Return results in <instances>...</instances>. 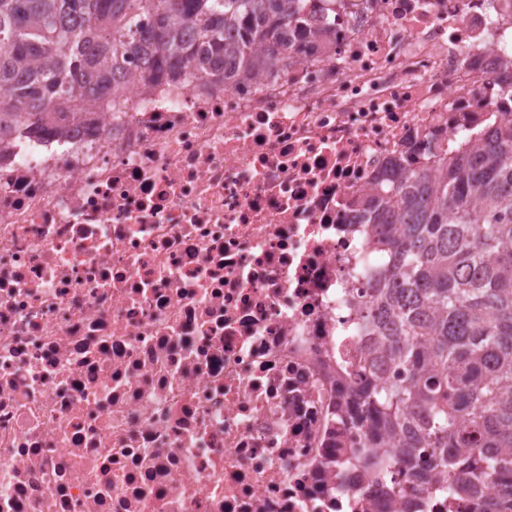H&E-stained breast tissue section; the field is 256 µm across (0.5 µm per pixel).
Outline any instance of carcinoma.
<instances>
[{
  "label": "carcinoma",
  "mask_w": 512,
  "mask_h": 512,
  "mask_svg": "<svg viewBox=\"0 0 512 512\" xmlns=\"http://www.w3.org/2000/svg\"><path fill=\"white\" fill-rule=\"evenodd\" d=\"M314 0H0V135L122 95V61L172 76L178 58L213 84L272 75L288 60V30ZM376 247L393 256L375 288L364 363L396 364L402 380L370 377L350 422L390 439L423 492L473 498L475 512H512V123L440 173L400 175L370 202Z\"/></svg>",
  "instance_id": "obj_1"
}]
</instances>
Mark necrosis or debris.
<instances>
[{
    "instance_id": "1",
    "label": "necrosis or debris",
    "mask_w": 512,
    "mask_h": 512,
    "mask_svg": "<svg viewBox=\"0 0 512 512\" xmlns=\"http://www.w3.org/2000/svg\"><path fill=\"white\" fill-rule=\"evenodd\" d=\"M272 76L0 139V512H406L355 395L364 204L512 122V0H326Z\"/></svg>"
}]
</instances>
